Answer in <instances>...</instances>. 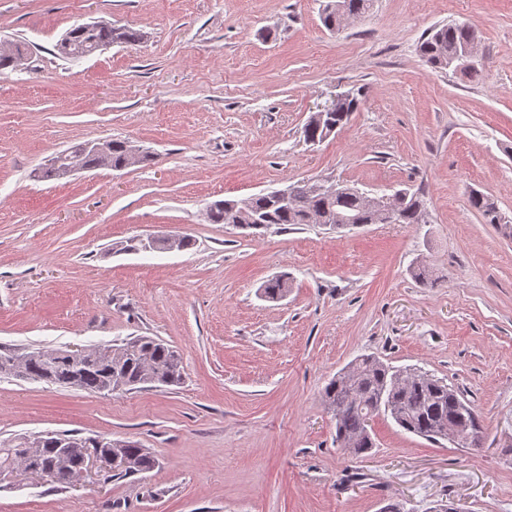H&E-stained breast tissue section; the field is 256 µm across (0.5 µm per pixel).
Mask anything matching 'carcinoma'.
I'll use <instances>...</instances> for the list:
<instances>
[{"mask_svg": "<svg viewBox=\"0 0 512 512\" xmlns=\"http://www.w3.org/2000/svg\"><path fill=\"white\" fill-rule=\"evenodd\" d=\"M340 8L325 5L323 25L338 30L351 18L368 13L372 0H339ZM139 34L105 23L80 25L62 40L58 50L68 59L79 60L98 47L112 43H131ZM479 41L476 25L452 23L428 30L418 45L420 56L432 68L459 69L462 49ZM27 58V49L21 43L0 48V70L18 67ZM359 99L352 93L338 97L336 111L330 122L345 124L357 110ZM74 164L98 168L126 169L144 165L154 156L143 151L137 156L126 147V142L111 141V147L102 154L90 153L80 144L67 152ZM312 185L293 187L298 201L293 205L277 203L269 194L262 193L243 200L224 199L212 203L208 218L214 224H236L241 210L259 216L261 224L250 228L261 229L267 224H335L337 220L349 223L380 224L382 220L362 208L359 192L346 188L342 194L327 190L310 192ZM471 205L488 224L501 223L495 201L476 191ZM397 223L425 224L426 208L418 192L400 191ZM288 292V275L269 280L263 293L266 298L279 300ZM11 376L33 381L75 387L102 394L123 392L140 384L158 387L178 386L184 378L180 354L169 345L150 336H138L120 345H97L83 349L71 357L58 348L52 351L25 352L22 361L15 353L0 347V377ZM323 401L335 419L336 441L349 454L363 458L375 447L369 421L381 414L387 415L404 431L438 442L448 439V428L455 429L458 448H480L484 440L483 427L477 409L443 380L415 369H399L376 356L365 355L355 360L332 377L323 390ZM68 441V447L61 442ZM86 442L59 434H42L19 443L0 441V478L12 474L24 463L53 464L59 471H69L84 457ZM122 456L128 464L112 469L113 475L124 477L152 471L158 461L147 449L133 441L123 442Z\"/></svg>", "mask_w": 512, "mask_h": 512, "instance_id": "carcinoma-1", "label": "carcinoma"}]
</instances>
